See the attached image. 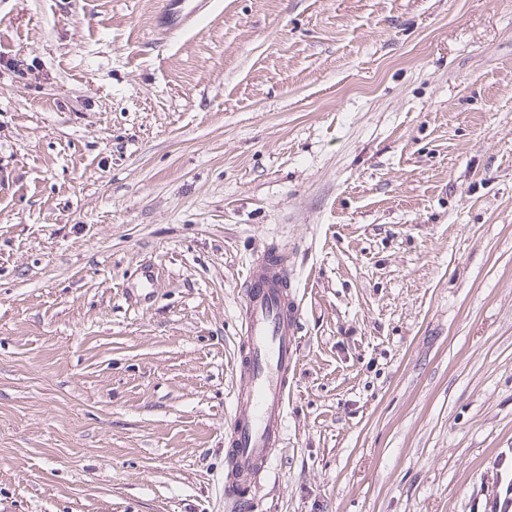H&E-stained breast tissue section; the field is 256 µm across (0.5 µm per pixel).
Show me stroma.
<instances>
[{
  "label": "stroma",
  "mask_w": 512,
  "mask_h": 512,
  "mask_svg": "<svg viewBox=\"0 0 512 512\" xmlns=\"http://www.w3.org/2000/svg\"><path fill=\"white\" fill-rule=\"evenodd\" d=\"M162 2L0 0V512H238L234 345L272 246L301 316L253 512H488L512 0H218L172 38Z\"/></svg>",
  "instance_id": "obj_1"
}]
</instances>
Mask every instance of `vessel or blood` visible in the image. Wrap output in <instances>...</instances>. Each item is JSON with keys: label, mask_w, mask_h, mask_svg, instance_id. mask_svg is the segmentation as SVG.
Wrapping results in <instances>:
<instances>
[{"label": "vessel or blood", "mask_w": 512, "mask_h": 512, "mask_svg": "<svg viewBox=\"0 0 512 512\" xmlns=\"http://www.w3.org/2000/svg\"><path fill=\"white\" fill-rule=\"evenodd\" d=\"M214 0H164L153 24L168 35L191 27ZM288 260L276 250L264 253L245 280L246 303L236 349L239 387L229 458L220 491L239 512H251L252 495L241 475L265 476L273 450L287 427L290 373L296 367L294 336L298 313L291 305L287 285Z\"/></svg>", "instance_id": "b4317fda"}]
</instances>
